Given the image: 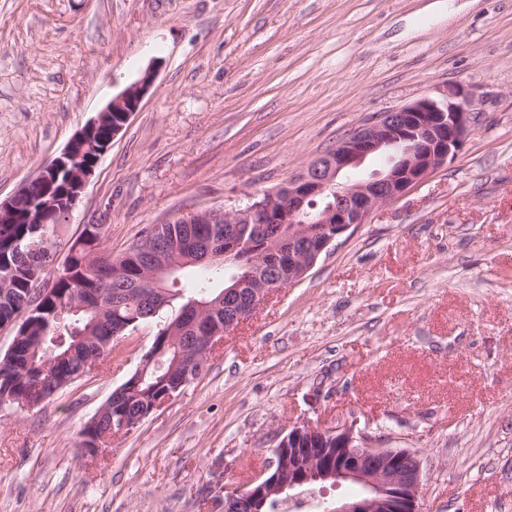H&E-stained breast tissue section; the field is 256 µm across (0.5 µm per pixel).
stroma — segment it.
I'll return each mask as SVG.
<instances>
[{
    "label": "stroma",
    "instance_id": "obj_1",
    "mask_svg": "<svg viewBox=\"0 0 512 512\" xmlns=\"http://www.w3.org/2000/svg\"><path fill=\"white\" fill-rule=\"evenodd\" d=\"M152 71L53 239L232 210L375 117L459 85L462 151L279 288L201 376L86 458L154 326L33 408L0 406V512H224L289 428L420 463L421 512H512V0H0V200ZM152 80V72H146L138 83H136L134 86L129 87L121 94L113 97L112 100L99 113L97 118L86 124V126L89 125L91 127L94 124L101 123L105 118H107L111 114V112L112 114L114 112H123V122L117 127H112L111 141L106 146L105 150L102 152L101 157L107 152L109 147L112 145V140L115 138V136H117L118 133H120L122 129L126 126L132 114L134 112H138L142 98L146 91L148 90V88L150 87Z\"/></svg>",
    "mask_w": 512,
    "mask_h": 512
}]
</instances>
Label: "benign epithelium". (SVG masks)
Here are the masks:
<instances>
[{
  "label": "benign epithelium",
  "instance_id": "benign-epithelium-1",
  "mask_svg": "<svg viewBox=\"0 0 512 512\" xmlns=\"http://www.w3.org/2000/svg\"><path fill=\"white\" fill-rule=\"evenodd\" d=\"M152 80V72H146L138 83L113 97L89 125L121 112L123 123L112 128V136H117L139 110ZM475 112L474 95L454 86L438 98H421L368 122L304 171L276 190L251 198L242 208L201 210L177 217L179 224H288L286 238L291 243L302 237L319 239L317 248L303 253L288 247L286 278L268 274L264 255L254 256L248 269L252 298L244 304L226 305L232 310L226 329L237 330L283 284L302 280L336 238L366 223L375 209L421 184L453 159L473 132ZM72 147L73 143H68L37 178L10 199L0 201V222L10 218L18 197L76 161ZM379 155L386 157L385 166L358 179L346 178L347 172ZM235 251L232 245L221 250L208 243L204 260L220 264ZM174 271L170 260L159 257L145 270V277L156 288ZM278 447L283 450L279 468L268 476L261 472L244 487L224 495V512H231L233 503L243 497L250 502V512H262L273 496L292 504L303 499V486L319 482L336 487L349 482L361 489L355 501L322 503L325 512H418L420 465L406 449L375 446L370 436L355 431L352 424L322 429L307 423L293 425Z\"/></svg>",
  "mask_w": 512,
  "mask_h": 512
}]
</instances>
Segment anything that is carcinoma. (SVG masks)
Wrapping results in <instances>:
<instances>
[{
  "mask_svg": "<svg viewBox=\"0 0 512 512\" xmlns=\"http://www.w3.org/2000/svg\"><path fill=\"white\" fill-rule=\"evenodd\" d=\"M64 217L58 208H45L37 195L23 202L17 216L0 223V326L13 321L30 301L31 290L50 258L49 248L40 246L41 234H54ZM251 236L249 251L263 248L281 238V224H259ZM170 241L168 258L178 271L160 296L143 278L141 256L129 248L112 258L102 247L101 225L87 224L68 246L62 271L56 275L51 292L44 295L36 313L17 326L13 346L0 358V405L20 404L36 395L51 396L85 370L90 357L103 358L112 352V336L120 325L133 329L155 323L152 345L163 348L165 366L190 369L196 379L203 366L194 359V350L208 329L224 325L219 309L197 321L194 306L209 304L245 273L248 251H237L221 266L202 263L195 247L214 239L224 248V225L195 224L189 233L184 224H155ZM79 336H88L83 343ZM163 372L150 367L142 377L131 373L112 393L102 416L91 418L82 434L86 448L95 441L112 440V423L125 419L138 425L140 418L163 398Z\"/></svg>",
  "mask_w": 512,
  "mask_h": 512,
  "instance_id": "cac0c4a2",
  "label": "carcinoma"
}]
</instances>
